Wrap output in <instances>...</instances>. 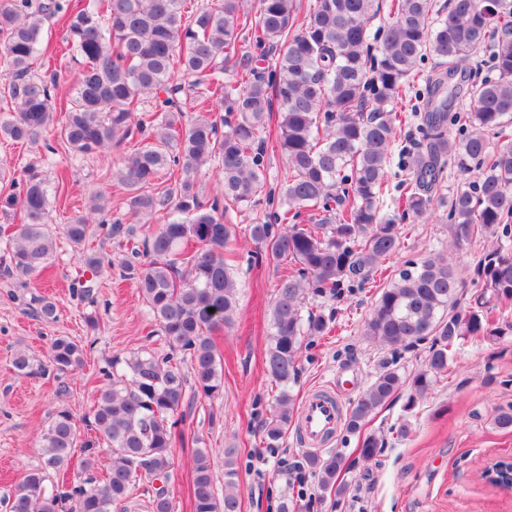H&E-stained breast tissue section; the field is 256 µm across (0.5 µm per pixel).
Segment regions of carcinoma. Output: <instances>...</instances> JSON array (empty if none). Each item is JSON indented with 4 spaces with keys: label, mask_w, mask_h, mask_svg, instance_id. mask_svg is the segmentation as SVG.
I'll return each mask as SVG.
<instances>
[{
    "label": "carcinoma",
    "mask_w": 512,
    "mask_h": 512,
    "mask_svg": "<svg viewBox=\"0 0 512 512\" xmlns=\"http://www.w3.org/2000/svg\"><path fill=\"white\" fill-rule=\"evenodd\" d=\"M256 2L217 0L187 10L186 0H0V62L10 79L0 134L54 154L46 135L56 132L83 157L114 142H138L112 179L127 191L133 219L162 224L136 237V229L112 219L99 192L89 213L70 218L62 235L78 247L95 223L105 239L134 240L132 254L148 261H126L124 278L153 315L151 334L167 346H146L99 371L87 426L107 448L103 476H93L99 456L89 452L82 461L88 477L47 486L50 474L67 470L80 440L73 414L59 410L41 436L42 464L17 484L8 512H126L142 480L153 484L149 512H172L167 482L175 415L185 398L181 363H189L198 392L220 396L213 335L233 324L240 291L232 268L236 229L224 223V213L250 205L264 190L270 140L286 157L288 181L280 198H268L264 218L245 228L265 259H290L271 308L266 367L277 392L263 424L268 447L293 420L304 342L331 331L330 319L305 305L364 288L400 247L396 224L382 214L387 204L421 219L447 207L451 240L448 249L407 262L375 301L366 336L394 351L427 339L430 347L408 384L399 368L383 367L346 410V431H360L406 384L404 411H412L448 376L461 342L512 335V130L505 120L512 117V0H448L445 16L431 0H391V21L372 38L368 26L379 0H315L300 25L298 0ZM53 18L65 30L66 49L81 59L73 96L59 102L57 71L46 79L32 73ZM246 38L250 52L238 48ZM481 47L485 69L467 88L473 108L452 111L448 100L457 89L446 88V80ZM428 55L440 71L427 76L426 95L408 103L419 120L421 150H399L411 177L392 194L387 170L402 115L391 105ZM450 161L465 171L474 165L478 175L445 201L438 191ZM205 167L221 175L210 199L197 189ZM16 201L20 223L7 235L0 272L25 282L41 276L59 248L38 163L23 168ZM477 239L488 242L475 266L480 291L460 308L463 268L452 255ZM80 260L91 277L75 281L73 293L93 303L101 260L93 251ZM29 305L44 321L56 318V306L43 296H31ZM84 354L81 343L59 336L48 363L20 351L13 367L25 376L57 375L80 367ZM382 445L383 438L366 436L361 457L373 459ZM306 465L322 491L344 492L340 454L311 455ZM193 499L195 512H241L237 449H224L221 498L209 455L195 454Z\"/></svg>",
    "instance_id": "carcinoma-1"
}]
</instances>
